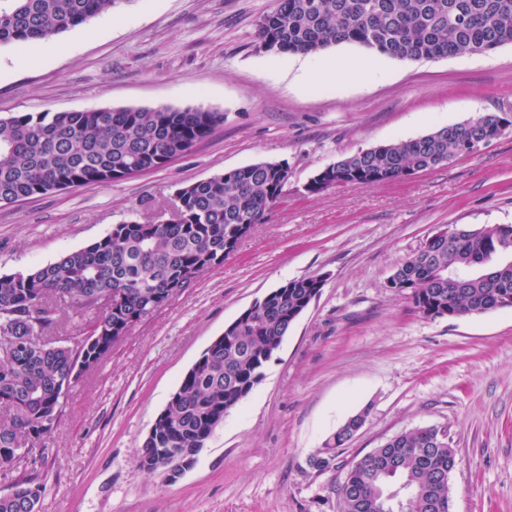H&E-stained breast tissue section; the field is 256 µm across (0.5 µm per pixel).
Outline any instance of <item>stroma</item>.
Instances as JSON below:
<instances>
[{
  "instance_id": "35a3bbf8",
  "label": "stroma",
  "mask_w": 512,
  "mask_h": 512,
  "mask_svg": "<svg viewBox=\"0 0 512 512\" xmlns=\"http://www.w3.org/2000/svg\"><path fill=\"white\" fill-rule=\"evenodd\" d=\"M277 0H133L53 41L0 46V117L167 105L222 112L190 153L112 184L0 205V274L56 261L176 189L284 161L281 200L223 264L134 324L75 383L31 474L38 512H339L350 466L387 439L445 428L458 464L451 512H512V308L431 318L386 282L439 229L512 224V46L401 61L328 48L374 73L321 80L316 55L260 48ZM31 56L37 63L15 65ZM493 113L502 134L410 178L308 192L314 175L379 144ZM319 295L255 390L176 477L135 463L156 417L204 350L293 279ZM331 468L309 459L360 409Z\"/></svg>"
}]
</instances>
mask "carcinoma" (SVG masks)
I'll list each match as a JSON object with an SVG mask.
<instances>
[{"label": "carcinoma", "instance_id": "carcinoma-1", "mask_svg": "<svg viewBox=\"0 0 512 512\" xmlns=\"http://www.w3.org/2000/svg\"><path fill=\"white\" fill-rule=\"evenodd\" d=\"M131 0H0V46L24 45L89 22ZM278 53H315L354 43L390 58L476 54L512 45V0H278L258 22ZM224 115L172 106L0 117V205L165 166L205 139ZM504 119L486 114L415 139L360 150L328 166L319 193L374 185L434 169L497 138ZM289 171L261 161L176 190L161 223L128 221L90 245L25 274L0 275V468L42 447L62 398L138 321L190 286L181 275L224 263L242 236L282 197ZM322 286L317 277L272 290L239 315L189 368L135 462L147 472L183 468L224 416L262 381L263 369ZM387 287L424 315H475L512 302V225L452 228L395 269ZM95 311L87 336L69 346L48 336L62 316ZM353 433L339 427L310 465L324 471ZM448 440L425 430L395 435L355 462L338 488L342 512H450ZM40 486L21 477L0 512H37Z\"/></svg>", "mask_w": 512, "mask_h": 512}]
</instances>
